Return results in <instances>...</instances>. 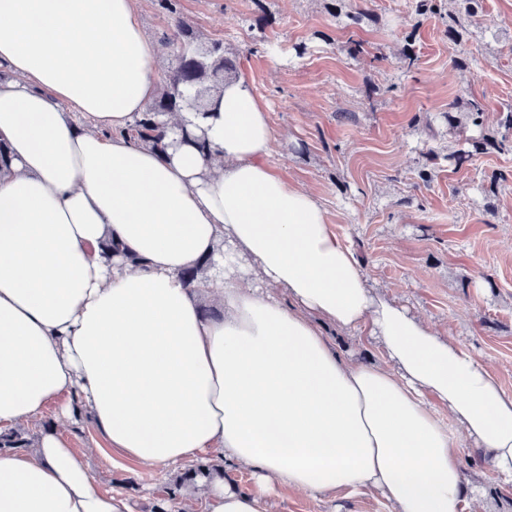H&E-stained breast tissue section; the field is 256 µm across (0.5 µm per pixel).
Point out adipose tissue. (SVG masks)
<instances>
[{
    "label": "adipose tissue",
    "mask_w": 512,
    "mask_h": 512,
    "mask_svg": "<svg viewBox=\"0 0 512 512\" xmlns=\"http://www.w3.org/2000/svg\"><path fill=\"white\" fill-rule=\"evenodd\" d=\"M138 2L0 0V432L73 395L125 459L164 471L213 454L250 474L185 487L179 512H269L282 489L464 512L467 442L512 481V396L369 285L319 200L271 165L244 80L216 112L161 115L166 152L126 137L159 93ZM110 239L125 254L108 261ZM328 325L380 361L341 357ZM0 512L133 509L50 431L0 451Z\"/></svg>",
    "instance_id": "1"
}]
</instances>
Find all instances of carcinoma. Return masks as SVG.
<instances>
[{
    "instance_id": "cac0c4a2",
    "label": "carcinoma",
    "mask_w": 512,
    "mask_h": 512,
    "mask_svg": "<svg viewBox=\"0 0 512 512\" xmlns=\"http://www.w3.org/2000/svg\"><path fill=\"white\" fill-rule=\"evenodd\" d=\"M443 0H414L418 15H442ZM166 40L173 46L174 65L165 77L164 90L146 112L134 120L125 134L129 138L164 151L169 146L166 127L156 120L160 113L181 112L190 108L195 112H213L215 102L224 90V82L236 78L237 63L225 55L224 42L215 40L208 44L199 42L194 29L178 20ZM457 103L448 104L442 113L458 140L467 146L462 153H450L448 159L457 163L475 154H485L506 147L507 137H498L484 130L483 111L476 101L467 103V124L463 125L453 115ZM34 438L18 430L0 433V450L4 448H29ZM217 468L211 463H196L178 476L167 487L165 497L159 499L151 512H168V504L178 499L180 490L196 483L199 478H211Z\"/></svg>"
}]
</instances>
